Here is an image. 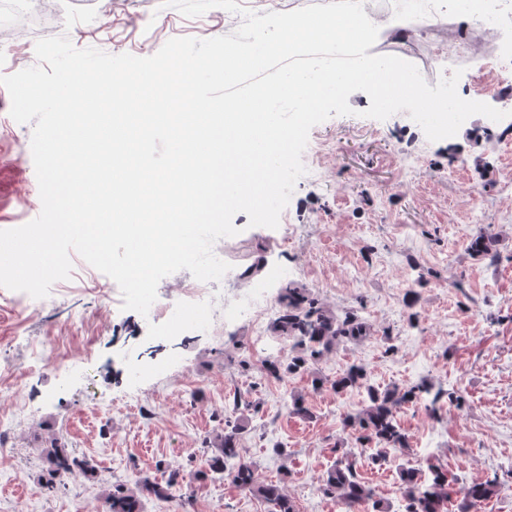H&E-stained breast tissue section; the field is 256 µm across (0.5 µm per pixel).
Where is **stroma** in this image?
Wrapping results in <instances>:
<instances>
[{
	"mask_svg": "<svg viewBox=\"0 0 512 512\" xmlns=\"http://www.w3.org/2000/svg\"><path fill=\"white\" fill-rule=\"evenodd\" d=\"M32 6L34 24L0 25V46L13 48L15 72L36 65L35 44L44 37L148 57L175 37L233 31L223 9L186 17L161 0ZM474 38L453 16L428 34L380 29L370 52L414 64L433 86L443 76L437 55ZM348 102L350 115L310 130L317 148L308 159L318 174L297 182L279 228L234 216L239 233L223 246L239 276L223 289L233 294L261 281L275 299L295 283L336 313L355 312L371 336L325 354L312 372L278 379L252 350L247 321L217 325L176 347L160 342L138 312L124 309L117 283L75 253L70 279L55 282L37 309L18 312L14 291L0 287V366L12 370L0 377V512H90L103 487L140 476L163 481L175 467L187 474L183 485L173 498L146 499L144 512H180L185 494L195 512H268L231 480L193 476L204 469L226 400L236 394L249 419L241 445L262 480L280 482L298 512H340L318 486L347 438L344 418L364 405L363 388L337 394L329 387L348 363L364 365L383 388L425 380L463 398L462 407L443 406L436 420L420 404L398 411L407 455L378 463L358 455V472L377 499L398 506L400 468L424 476L434 463L460 487L497 475V495L478 512H512V120L492 125L474 115L455 136L431 141L410 117H363L365 92ZM10 108L0 86V230L30 222L28 205L39 195L33 126L16 122ZM480 224L499 229L495 263L467 250ZM412 290L418 300L411 305ZM316 377L323 388H313ZM295 395L310 417L289 413ZM29 403L37 408L31 417L20 412ZM54 435L91 460L97 476L49 496L39 483V449ZM278 442L286 455L273 453Z\"/></svg>",
	"mask_w": 512,
	"mask_h": 512,
	"instance_id": "1",
	"label": "stroma"
}]
</instances>
